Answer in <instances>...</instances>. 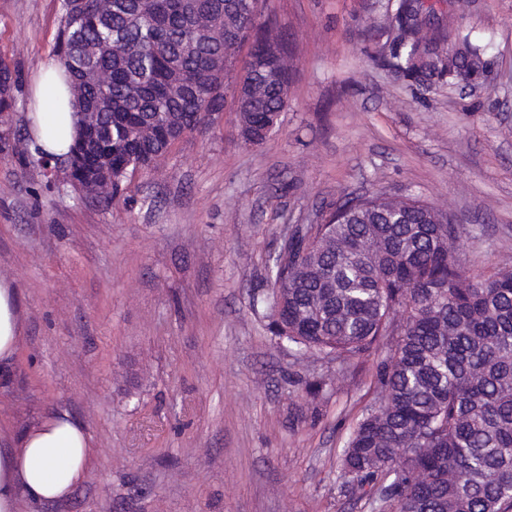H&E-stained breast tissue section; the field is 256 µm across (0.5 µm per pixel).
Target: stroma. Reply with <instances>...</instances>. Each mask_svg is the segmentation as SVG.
<instances>
[{
	"instance_id": "35a3bbf8",
	"label": "stroma",
	"mask_w": 512,
	"mask_h": 512,
	"mask_svg": "<svg viewBox=\"0 0 512 512\" xmlns=\"http://www.w3.org/2000/svg\"><path fill=\"white\" fill-rule=\"evenodd\" d=\"M387 0H263L294 45L288 108L258 147L233 102L111 207L65 179L0 157V275L17 288L23 339L0 384V448L56 409L96 448L66 501L19 512H375L341 489V451L373 401L375 356L344 379L296 359L250 307L292 224L356 192L448 212L474 272L512 260V0H454L449 30L490 44L474 88L394 83L370 58ZM60 0H0V55L34 77L53 59ZM324 380L317 401L305 392Z\"/></svg>"
}]
</instances>
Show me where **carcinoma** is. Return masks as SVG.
Segmentation results:
<instances>
[{
  "instance_id": "1",
  "label": "carcinoma",
  "mask_w": 512,
  "mask_h": 512,
  "mask_svg": "<svg viewBox=\"0 0 512 512\" xmlns=\"http://www.w3.org/2000/svg\"><path fill=\"white\" fill-rule=\"evenodd\" d=\"M61 0L54 51L73 95L78 134L67 155L77 192L101 178L122 196L137 168L148 171L184 137L224 110L233 89L239 136L266 141L288 99L292 72L279 66L289 35H251L252 0ZM399 34L374 61L409 86L437 90L476 83L490 66L487 45L457 32L448 41L429 0H397ZM231 25L197 42L195 14ZM435 37L423 43L421 26ZM252 41L245 76L269 69L263 95L238 94L225 45ZM107 71L102 87L83 81ZM187 77L186 93L167 86ZM19 71L0 56V115L15 111ZM99 113L85 134L82 113ZM460 243L448 215L417 198L394 210L383 192L331 203L321 224H304L269 260V288L251 296L270 340L298 359L317 354L337 370L378 354L374 402L345 443L340 479L369 495L377 512H512V268L474 275L448 254Z\"/></svg>"
}]
</instances>
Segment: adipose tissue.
Returning <instances> with one entry per match:
<instances>
[{"mask_svg":"<svg viewBox=\"0 0 512 512\" xmlns=\"http://www.w3.org/2000/svg\"><path fill=\"white\" fill-rule=\"evenodd\" d=\"M59 64L47 61L35 80L40 111L30 113L32 139L54 155L68 152L77 129L60 111ZM16 290L0 277V372L8 371L21 340ZM94 453L85 425L65 409L53 411L20 434L15 448L0 449V512H17L19 497L40 505L67 499L83 482Z\"/></svg>","mask_w":512,"mask_h":512,"instance_id":"obj_1","label":"adipose tissue"}]
</instances>
